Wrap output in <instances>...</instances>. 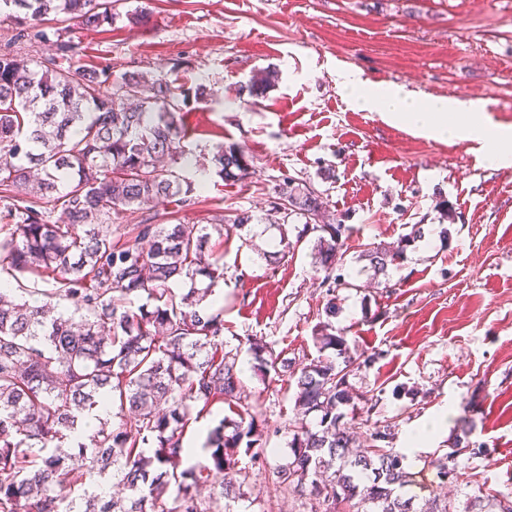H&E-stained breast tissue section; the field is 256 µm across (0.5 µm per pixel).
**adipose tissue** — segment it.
Instances as JSON below:
<instances>
[{
  "label": "adipose tissue",
  "mask_w": 512,
  "mask_h": 512,
  "mask_svg": "<svg viewBox=\"0 0 512 512\" xmlns=\"http://www.w3.org/2000/svg\"><path fill=\"white\" fill-rule=\"evenodd\" d=\"M338 85L352 106L362 111L380 113L390 123H404L423 135L442 139L454 137L487 146L491 164H512V151H501V144L512 143V130L484 124L473 109L448 98L430 99L420 106L418 97L404 88L364 79L356 69L337 75Z\"/></svg>",
  "instance_id": "1"
}]
</instances>
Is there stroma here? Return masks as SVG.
I'll return each instance as SVG.
<instances>
[{"instance_id": "1", "label": "stroma", "mask_w": 512, "mask_h": 512, "mask_svg": "<svg viewBox=\"0 0 512 512\" xmlns=\"http://www.w3.org/2000/svg\"><path fill=\"white\" fill-rule=\"evenodd\" d=\"M116 7L112 25L69 29L81 47L72 68L175 72L186 89L206 88L184 116L193 163L208 175L198 201L181 208L164 200L152 212L159 224L224 219V237L209 243L224 262L215 289L224 299V349L237 356L244 403L279 429L268 440L267 468L240 456L249 479L235 512H310L307 497L271 473L287 463V425L302 416L295 389L262 380L249 346L260 342L301 367L321 354L323 322L345 334L352 354H376L349 382L377 395L373 417L393 425L394 450L447 407V428L407 465L422 487L432 482V459L449 452L465 423L468 441L486 451L459 455L458 476L442 495L454 512L478 495L512 496V165H490L479 143L435 140L358 110L336 85L337 71L355 68L422 99L483 105L487 124L512 128V0H118ZM16 27L0 14V49L25 59L43 57L57 39L52 22L21 39ZM270 72L274 82L253 96L252 82ZM232 144L250 163L238 181L219 176L213 160ZM288 176L315 189L350 227L346 287L329 291L312 241L280 263L264 259L279 238L273 187ZM244 212L251 222L235 229ZM415 226L421 236L390 268L387 285L374 283L364 250Z\"/></svg>"}]
</instances>
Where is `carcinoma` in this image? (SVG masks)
Instances as JSON below:
<instances>
[{"label": "carcinoma", "instance_id": "1", "mask_svg": "<svg viewBox=\"0 0 512 512\" xmlns=\"http://www.w3.org/2000/svg\"><path fill=\"white\" fill-rule=\"evenodd\" d=\"M113 0H0L27 27L45 21L90 28L112 24ZM77 45L57 39L36 66L0 52V203L11 218L0 227V512H214L200 485L221 474L219 495H241L248 471L244 453L262 466L270 431L250 420L221 419L206 437L204 456L183 466L182 438L192 422L222 403L236 408L241 383L236 358L224 352V307L203 303L224 279L223 257L206 259L211 224H153L145 217L132 242L112 243L106 217L144 214L161 198L194 204L188 132L180 87L141 71L112 77L106 67L74 70ZM219 175L240 180L249 160L235 145L215 156ZM280 215V262L315 234V264L328 291L350 284L332 277L342 259L344 224L327 220L322 197L292 178L273 187ZM53 197L62 218L40 205ZM296 231V241L289 232ZM412 235L365 251L374 276L403 259ZM30 274L51 288H29ZM208 280L197 287V278ZM190 281L184 294L169 283ZM18 290L38 299L12 296ZM146 295L138 308L120 309L113 295ZM78 296L72 312L56 303ZM320 344L337 359L317 357L295 372V362L253 343L257 371L271 380L296 377L295 400L316 427L296 420L288 463L272 471L277 483L309 495L310 512H452L436 496L418 498L404 456L386 449L394 429L379 420L358 437L346 430L373 397L353 392L349 373L373 356L351 355L343 335L323 325ZM105 409L88 435L83 420ZM119 422L112 423V418ZM431 462L441 483L456 475V457L481 455L482 446L451 442ZM118 476L127 490L108 497L99 480ZM176 488L174 506L166 495ZM512 498L475 499L473 512H512Z\"/></svg>", "mask_w": 512, "mask_h": 512}]
</instances>
